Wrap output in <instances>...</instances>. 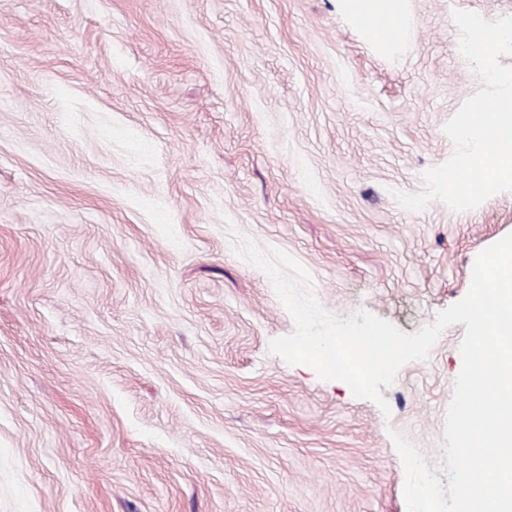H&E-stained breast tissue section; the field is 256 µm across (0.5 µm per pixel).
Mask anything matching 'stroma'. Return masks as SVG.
<instances>
[{
    "label": "stroma",
    "mask_w": 512,
    "mask_h": 512,
    "mask_svg": "<svg viewBox=\"0 0 512 512\" xmlns=\"http://www.w3.org/2000/svg\"><path fill=\"white\" fill-rule=\"evenodd\" d=\"M368 40L339 0H0V512H407L440 466L464 325L385 389L269 350L294 322L229 227L320 305L416 332L512 233V191L414 193L480 86L454 10Z\"/></svg>",
    "instance_id": "1"
}]
</instances>
